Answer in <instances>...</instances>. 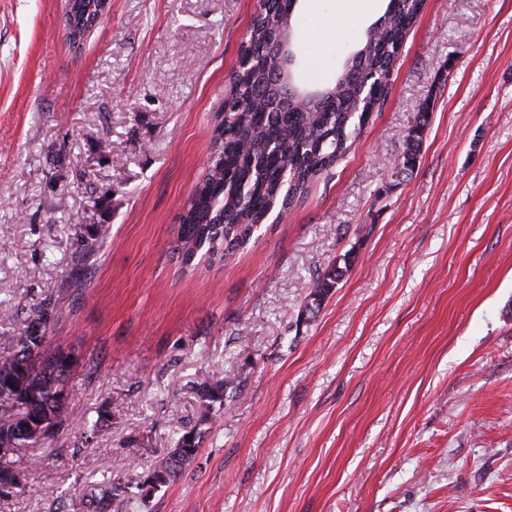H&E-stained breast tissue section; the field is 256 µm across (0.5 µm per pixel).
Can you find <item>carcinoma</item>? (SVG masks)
<instances>
[{
  "instance_id": "carcinoma-1",
  "label": "carcinoma",
  "mask_w": 512,
  "mask_h": 512,
  "mask_svg": "<svg viewBox=\"0 0 512 512\" xmlns=\"http://www.w3.org/2000/svg\"><path fill=\"white\" fill-rule=\"evenodd\" d=\"M424 5V0H389L387 8L367 29L359 48L349 59L350 67L370 77L383 76L371 92L364 84L337 77L324 98L325 105L306 109L291 106L295 93L288 83L262 84L265 73L289 57L278 56L275 46L288 18V37L295 43L300 17L292 12L291 0H272L269 10L256 16L248 30L238 71L234 77L233 102L252 103V112L235 107L222 114L214 130L215 150L208 171L194 188L178 225L173 251L185 266L201 256L210 262L232 258L277 208L299 201L314 180L328 173L359 139L370 114L384 96L406 35ZM429 107H423L404 137V150L396 162L397 173L413 171L420 156L428 125ZM109 228L97 227L90 240H82L75 262L89 264L108 237ZM352 263L328 266L311 284L307 313L313 315ZM63 317L59 299L43 298L26 312L22 332L0 336V484L12 490L0 500L24 488L19 450L44 444L71 425L67 385L76 356L60 342L46 348L47 329ZM242 373H208L197 383V395L207 410L224 405L241 393ZM201 434L189 431L179 437L163 459L143 480L158 490L174 483L198 454ZM126 492L117 484L98 495L62 505L69 512H112V501Z\"/></svg>"
}]
</instances>
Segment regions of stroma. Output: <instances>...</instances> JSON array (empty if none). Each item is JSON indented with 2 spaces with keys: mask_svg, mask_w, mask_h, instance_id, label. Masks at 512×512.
I'll return each mask as SVG.
<instances>
[{
  "mask_svg": "<svg viewBox=\"0 0 512 512\" xmlns=\"http://www.w3.org/2000/svg\"><path fill=\"white\" fill-rule=\"evenodd\" d=\"M306 6L300 73L327 84L389 0ZM259 0H110L78 44L67 0H0V306L69 289L47 331L77 423L23 452L0 512L128 486L112 512H512V0H425L359 141L233 262L184 270ZM413 172L396 175L422 105ZM110 226L92 265L72 257ZM354 261L316 315V275ZM240 371L204 411L195 384ZM180 479L137 483L186 431Z\"/></svg>",
  "mask_w": 512,
  "mask_h": 512,
  "instance_id": "stroma-1",
  "label": "stroma"
}]
</instances>
